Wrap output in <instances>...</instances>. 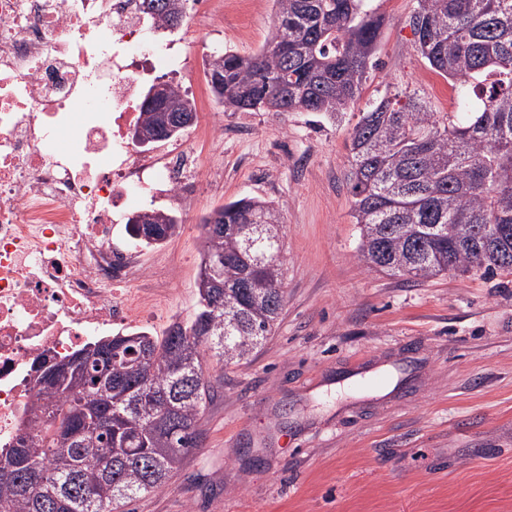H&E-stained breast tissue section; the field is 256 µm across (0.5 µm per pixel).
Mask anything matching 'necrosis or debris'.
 Listing matches in <instances>:
<instances>
[{
	"instance_id": "4bbe7bcc",
	"label": "necrosis or debris",
	"mask_w": 512,
	"mask_h": 512,
	"mask_svg": "<svg viewBox=\"0 0 512 512\" xmlns=\"http://www.w3.org/2000/svg\"><path fill=\"white\" fill-rule=\"evenodd\" d=\"M140 0H0V446L36 396L32 365L95 336L151 329L160 305L125 218L180 203L193 147L141 150L137 89L184 70L178 32Z\"/></svg>"
}]
</instances>
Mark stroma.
<instances>
[{
	"label": "stroma",
	"instance_id": "35a3bbf8",
	"mask_svg": "<svg viewBox=\"0 0 512 512\" xmlns=\"http://www.w3.org/2000/svg\"><path fill=\"white\" fill-rule=\"evenodd\" d=\"M374 6L376 64L343 114L216 111L197 121L223 136L183 133L205 176L175 208L179 233L143 258L162 274L163 304L192 318L200 220L242 197L282 208L285 300L250 362L207 359L202 451L130 512H512V275L410 281L356 256L345 172L361 112L389 92L457 109L413 47L416 0ZM212 11L184 26L192 59L257 53L276 22L273 0Z\"/></svg>",
	"mask_w": 512,
	"mask_h": 512
}]
</instances>
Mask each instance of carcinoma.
I'll return each mask as SVG.
<instances>
[{
    "instance_id": "obj_1",
    "label": "carcinoma",
    "mask_w": 512,
    "mask_h": 512,
    "mask_svg": "<svg viewBox=\"0 0 512 512\" xmlns=\"http://www.w3.org/2000/svg\"><path fill=\"white\" fill-rule=\"evenodd\" d=\"M185 0H141L168 27ZM277 24L256 54L226 50L205 76L232 112L334 116L360 95L385 19L372 0H274ZM414 49L453 82L458 111L442 115L420 98L384 96L351 135L347 184L359 230L358 259L409 279L448 272L512 274V0H417ZM195 111L166 85L140 104L145 148L174 138L171 111ZM160 245L177 215L138 213ZM224 235L211 234L212 222ZM281 209L257 197L232 200L202 218L199 309L165 333L115 335L56 361H84L80 388L38 387L27 426L0 450V512H116L166 486L202 443L211 400L204 362L248 360L273 332L284 303Z\"/></svg>"
}]
</instances>
